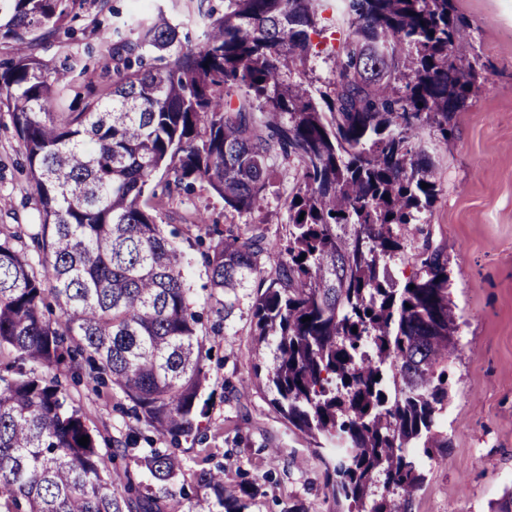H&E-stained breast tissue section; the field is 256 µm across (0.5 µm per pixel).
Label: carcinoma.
I'll list each match as a JSON object with an SVG mask.
<instances>
[{"label":"carcinoma","instance_id":"obj_1","mask_svg":"<svg viewBox=\"0 0 512 512\" xmlns=\"http://www.w3.org/2000/svg\"><path fill=\"white\" fill-rule=\"evenodd\" d=\"M76 2L0 0V39L18 45L0 67V112L27 156L44 268L0 240V512H164L165 496L110 467L120 448L102 452L57 373L121 391L159 435H191L207 382L201 316L157 218L198 183L249 212L278 159L298 166L288 245L225 229L206 252L211 298L230 310L258 280L255 345L274 355L258 385L289 426L338 451L325 462L336 512H362L379 481L412 499L425 480L416 453L448 447L438 422L458 346L447 248L420 223L438 195L434 163L415 141L428 126L448 144L478 79L454 0H340L326 92L284 79L316 54L322 0H224L221 13L194 0L199 45L163 18L115 25L98 59L111 83L60 112L74 66L23 46L55 34ZM408 224L421 244L400 286L389 265L405 261ZM143 463L162 483L182 470L156 448ZM194 480L215 497L201 512H239L223 473L201 467Z\"/></svg>","mask_w":512,"mask_h":512}]
</instances>
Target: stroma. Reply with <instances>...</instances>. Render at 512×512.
Listing matches in <instances>:
<instances>
[{
    "label": "stroma",
    "instance_id": "35a3bbf8",
    "mask_svg": "<svg viewBox=\"0 0 512 512\" xmlns=\"http://www.w3.org/2000/svg\"><path fill=\"white\" fill-rule=\"evenodd\" d=\"M119 16L132 24L164 10L179 33L198 36L190 18L191 0H111ZM98 0H81L64 30L43 40L37 56L49 64L71 59L77 66L59 88L63 108L77 106L88 86L108 83L87 45L97 44L99 24L106 13ZM467 23L463 50L476 57L485 71L464 111L455 119L454 137L436 143L430 130L419 134L433 155L439 195L431 215L435 242L448 247L450 298L458 316V351L448 362V408L440 429L448 448H437L423 469L425 487L411 502L388 493L396 512H489L491 502L512 487V0H455ZM320 35L314 36L317 56L294 72L295 82L327 88L334 58L344 34L337 11L323 13ZM298 167L278 162L270 187L247 213L225 211L223 201L207 186L196 185L190 200L173 196L160 223L177 233L191 266L187 283L201 314L198 333L204 341L207 373L206 413L198 435L171 440L156 435L132 415V403L119 391L98 393L71 387L74 403L87 416L100 447L113 439L128 445L121 469L141 484L142 492L159 486L141 467L146 445L174 452L185 468L170 484L168 512H188L204 492L193 473L199 464L223 472L225 488L249 485L244 512H336L326 486V469L308 442L293 433L275 411L270 393L253 386L255 374L273 362L272 351H256L253 303L255 287L241 289L230 314L219 313L210 299L205 263L194 246L208 225H234L242 234L260 226L268 241L286 246L289 239L288 196ZM205 221H181L185 202ZM37 205L29 194L26 157L8 113L0 112V238L38 261L34 241L39 231Z\"/></svg>",
    "mask_w": 512,
    "mask_h": 512
}]
</instances>
